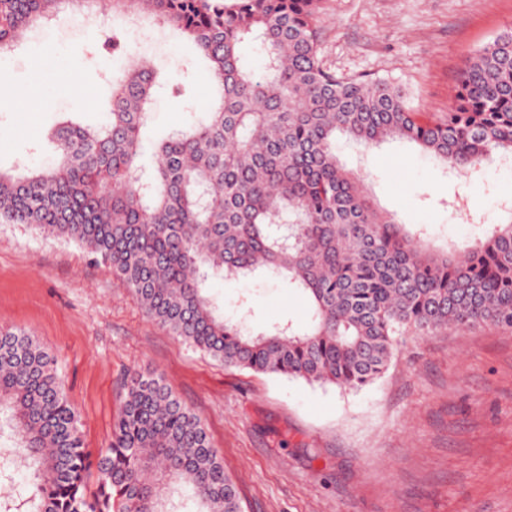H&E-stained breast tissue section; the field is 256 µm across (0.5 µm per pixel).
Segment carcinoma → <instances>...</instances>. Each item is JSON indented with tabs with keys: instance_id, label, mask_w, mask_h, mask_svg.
I'll return each mask as SVG.
<instances>
[{
	"instance_id": "cac0c4a2",
	"label": "carcinoma",
	"mask_w": 512,
	"mask_h": 512,
	"mask_svg": "<svg viewBox=\"0 0 512 512\" xmlns=\"http://www.w3.org/2000/svg\"><path fill=\"white\" fill-rule=\"evenodd\" d=\"M66 5L0 0V53ZM122 18H154L192 41L214 79L205 121L156 145V171L136 165L160 71L144 63L112 84L108 121L54 130L56 154L26 173L0 170V221L75 242L108 264L146 316L228 366L361 388L387 370L402 336L489 324L512 331V224L477 248L435 254L424 228L378 211L363 177L339 165L336 135L366 149L414 142L472 178L494 150L512 159V29L461 69L448 112L424 120L402 88L338 75L319 57L315 0H112ZM264 59L255 72L244 45ZM264 275L308 304L300 324L256 333L224 315L213 278ZM13 443L0 458L32 471L29 496L0 512H242L235 481L200 417L164 379L124 382L112 440L97 459L56 359L19 327H0V415ZM97 475L95 488L87 480Z\"/></svg>"
}]
</instances>
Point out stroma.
<instances>
[{
  "mask_svg": "<svg viewBox=\"0 0 512 512\" xmlns=\"http://www.w3.org/2000/svg\"><path fill=\"white\" fill-rule=\"evenodd\" d=\"M320 58L339 74L384 78L435 119L447 112L466 60L512 28V0H319ZM84 15L67 10L15 50L0 91L36 85L26 59L58 71L36 112L0 108V168L55 155L66 119L104 122L122 61L158 59L165 85L142 130L138 165L204 119L213 77L194 45L155 23L128 27L110 58ZM338 157L366 174L370 202L399 223L424 226L430 250L512 217V163L491 156L483 179L458 176L407 141ZM210 292L255 328L301 320L306 301L276 279H215ZM0 326L34 334L57 360L91 453L109 445L125 377L162 375L202 419L246 512H512V331L490 325L406 337L384 375L348 391L227 367L151 321L108 265L82 247L24 224H0Z\"/></svg>",
  "mask_w": 512,
  "mask_h": 512,
  "instance_id": "1",
  "label": "stroma"
}]
</instances>
